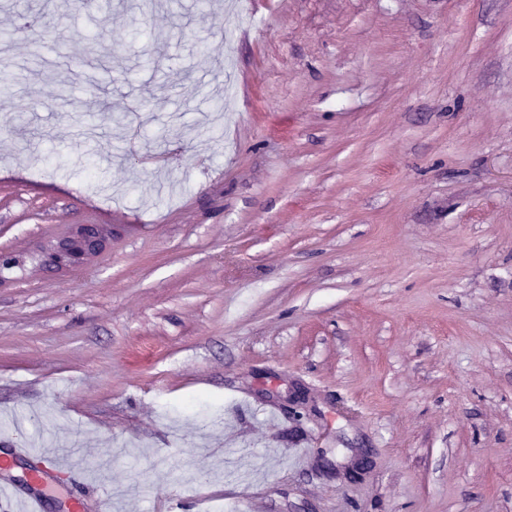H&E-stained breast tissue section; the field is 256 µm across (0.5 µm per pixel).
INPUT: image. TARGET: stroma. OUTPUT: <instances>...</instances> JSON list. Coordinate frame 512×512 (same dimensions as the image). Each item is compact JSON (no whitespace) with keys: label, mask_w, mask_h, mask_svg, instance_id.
<instances>
[{"label":"stroma","mask_w":512,"mask_h":512,"mask_svg":"<svg viewBox=\"0 0 512 512\" xmlns=\"http://www.w3.org/2000/svg\"><path fill=\"white\" fill-rule=\"evenodd\" d=\"M31 2L0 448L79 456L43 512H512V0ZM111 237L112 228L107 224H79L68 236L44 246V262L56 270H69L74 268L67 258L70 248H79V262L84 258V263L100 253Z\"/></svg>","instance_id":"35a3bbf8"}]
</instances>
